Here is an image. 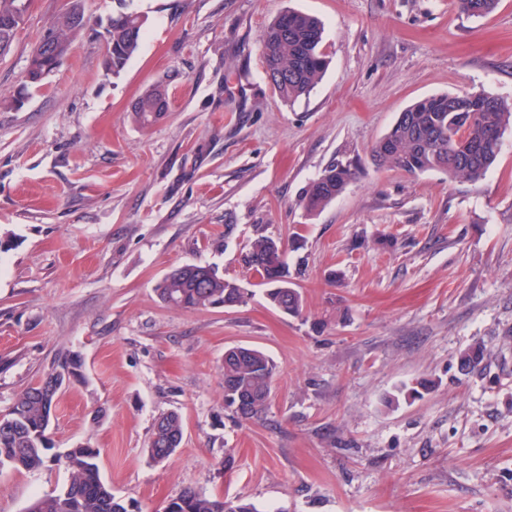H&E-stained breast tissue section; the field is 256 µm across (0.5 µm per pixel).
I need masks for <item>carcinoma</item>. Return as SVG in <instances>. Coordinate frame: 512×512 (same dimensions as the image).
<instances>
[{
  "label": "carcinoma",
  "mask_w": 512,
  "mask_h": 512,
  "mask_svg": "<svg viewBox=\"0 0 512 512\" xmlns=\"http://www.w3.org/2000/svg\"><path fill=\"white\" fill-rule=\"evenodd\" d=\"M17 0H0V43L12 47L25 17L9 26L3 19L15 11ZM459 9L469 17H485L493 13L499 0H458ZM144 18L136 12L119 10L110 18V27L103 37L112 48V70L117 75L136 53L141 40ZM79 23L70 25L59 14L49 30H57L67 46L83 30ZM264 74L277 96L292 103L308 95L321 81L326 66L323 47V26L314 17L294 10L279 15L264 31L261 38ZM168 110V99L154 89L134 107L142 124L154 122ZM512 128V102L502 97L479 92L435 94L424 97L400 113L388 132L371 148V158L379 169L416 175L437 170L451 179H481L495 162L504 133ZM357 169L350 162L338 160L329 165L306 189L302 198L305 211L312 215L340 196L356 179ZM272 238L259 236L252 240L244 256L247 268L261 260L270 264L265 269L269 278L286 267L285 252L269 254ZM156 291L163 298L170 294L176 306L184 309L207 307L208 297L236 295L243 299L239 289L216 275L205 287L196 288L192 279L181 282L158 283ZM484 350L474 346L461 353L460 368L470 370L480 365ZM69 376H81V363L69 355H62L52 370L30 387L10 408L14 422L5 428L0 425V466L15 470H35L50 461L44 434L58 390L54 388L55 370ZM276 373L273 360L257 348L241 363L224 365V374L236 378L237 387L254 396L252 411L244 416L251 421L262 418L269 409L265 394L272 388ZM165 432L152 431L148 442L150 457L168 450V438L183 436V421L172 411L166 418ZM100 451L81 446L72 451L63 465L68 470V484L59 492L35 498L26 512H127L121 500L100 478L98 459ZM176 499L177 512H257L249 503L236 504L221 498L207 497L187 488Z\"/></svg>",
  "instance_id": "carcinoma-1"
}]
</instances>
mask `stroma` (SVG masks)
Masks as SVG:
<instances>
[{
  "mask_svg": "<svg viewBox=\"0 0 512 512\" xmlns=\"http://www.w3.org/2000/svg\"><path fill=\"white\" fill-rule=\"evenodd\" d=\"M66 0H31L0 58V414L62 354L53 454L99 449L129 512L185 488L258 512H512V130L479 181L376 169L370 151L415 101L485 91L512 100V0L484 18L457 0H132L139 49L104 69L118 0H85L89 26L43 86L28 57ZM293 9L320 19L328 67L284 103L261 36ZM169 108L140 124L152 86ZM357 179L307 215L334 159ZM286 246L301 315L272 308L243 257ZM211 266L246 289L187 310L156 286ZM277 365L266 416L224 407V352ZM479 345L469 374L460 354ZM396 406H388L390 398ZM182 443L150 459L155 419ZM62 465L0 469V512L64 487Z\"/></svg>",
  "mask_w": 512,
  "mask_h": 512,
  "instance_id": "35a3bbf8",
  "label": "stroma"
}]
</instances>
